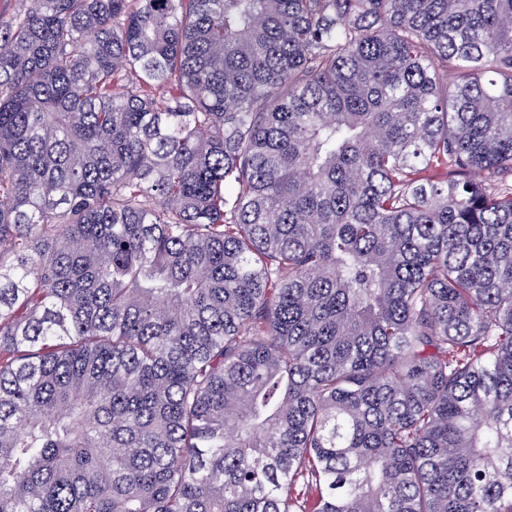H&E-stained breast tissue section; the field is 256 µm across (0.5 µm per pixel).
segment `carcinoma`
I'll use <instances>...</instances> for the list:
<instances>
[{
  "mask_svg": "<svg viewBox=\"0 0 512 512\" xmlns=\"http://www.w3.org/2000/svg\"><path fill=\"white\" fill-rule=\"evenodd\" d=\"M22 2L0 512H512V0Z\"/></svg>",
  "mask_w": 512,
  "mask_h": 512,
  "instance_id": "1",
  "label": "carcinoma"
}]
</instances>
